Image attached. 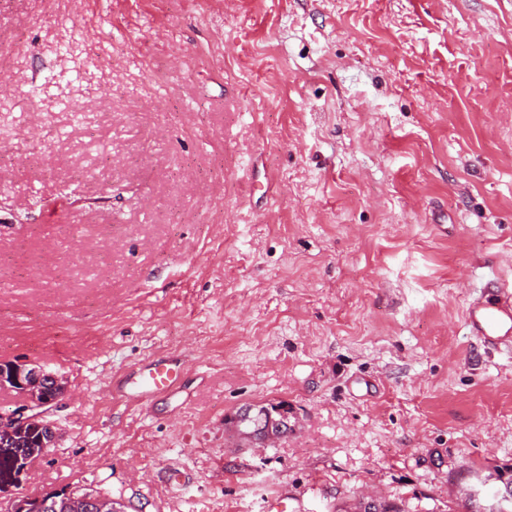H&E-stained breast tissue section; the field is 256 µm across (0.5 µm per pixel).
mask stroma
Segmentation results:
<instances>
[{"label": "stroma", "mask_w": 512, "mask_h": 512, "mask_svg": "<svg viewBox=\"0 0 512 512\" xmlns=\"http://www.w3.org/2000/svg\"><path fill=\"white\" fill-rule=\"evenodd\" d=\"M0 81V363L68 386L0 512L496 507L512 0H0ZM152 359L178 394L114 393ZM496 288L498 300L495 304H475L467 312L472 332L484 341L512 335V289L506 283ZM87 490L92 489L77 488V490L70 491L68 493L62 490L61 492L42 495L41 497L43 500L49 499V502L54 503L55 505H49L48 501H45L41 510L49 512L51 508H55V510L51 512H78V507L82 510L81 512H119L121 510L117 508L112 501L98 497L94 494L80 496ZM74 498H77L78 507L74 502Z\"/></svg>", "instance_id": "35a3bbf8"}]
</instances>
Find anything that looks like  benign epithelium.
<instances>
[{
    "instance_id": "benign-epithelium-1",
    "label": "benign epithelium",
    "mask_w": 512,
    "mask_h": 512,
    "mask_svg": "<svg viewBox=\"0 0 512 512\" xmlns=\"http://www.w3.org/2000/svg\"><path fill=\"white\" fill-rule=\"evenodd\" d=\"M0 387L16 391L23 404L8 413L0 414V447L11 454H21V438L33 428L45 432L40 437L42 452L54 446L57 433L52 422L46 419L51 408L65 395L62 378L44 368L13 362L0 366ZM82 512H119L112 501L86 494L77 498Z\"/></svg>"
}]
</instances>
